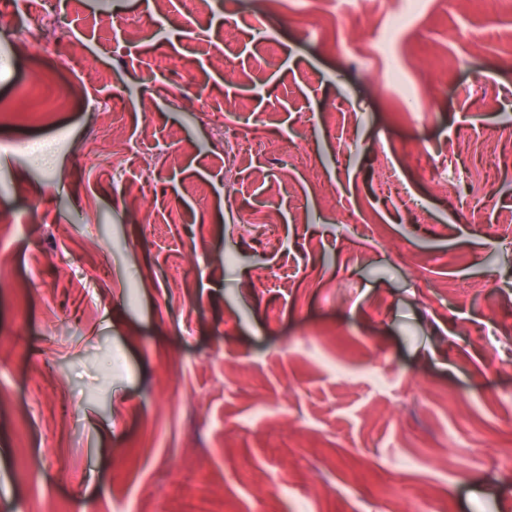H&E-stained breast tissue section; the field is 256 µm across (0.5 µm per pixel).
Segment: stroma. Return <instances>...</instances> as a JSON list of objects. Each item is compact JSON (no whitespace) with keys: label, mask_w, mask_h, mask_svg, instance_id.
Listing matches in <instances>:
<instances>
[{"label":"stroma","mask_w":512,"mask_h":512,"mask_svg":"<svg viewBox=\"0 0 512 512\" xmlns=\"http://www.w3.org/2000/svg\"><path fill=\"white\" fill-rule=\"evenodd\" d=\"M299 2L57 0L61 71L0 9V142L53 149L0 152V512H512V19ZM105 102L132 149L89 162ZM391 0H355L350 10H362L365 14L371 11H382L389 14V29L403 27L409 22V17L402 11H397L391 6ZM252 143H246L236 126L224 127V156L228 165L234 164L237 156L245 150L253 151Z\"/></svg>","instance_id":"stroma-1"}]
</instances>
